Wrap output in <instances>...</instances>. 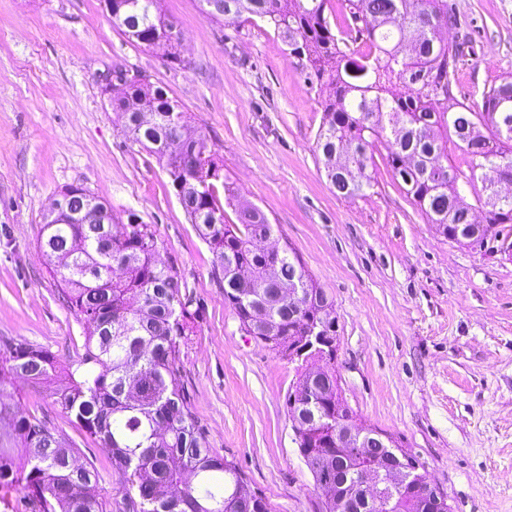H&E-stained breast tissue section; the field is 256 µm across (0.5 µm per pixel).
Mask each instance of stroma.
<instances>
[{
    "label": "stroma",
    "mask_w": 512,
    "mask_h": 512,
    "mask_svg": "<svg viewBox=\"0 0 512 512\" xmlns=\"http://www.w3.org/2000/svg\"><path fill=\"white\" fill-rule=\"evenodd\" d=\"M448 2L450 38L464 45L454 93L477 105L512 75V0ZM162 5L191 37L180 66L130 42L104 0H0V337L62 364L83 352L85 325L37 249L58 191L79 184L117 216L136 213L199 312L180 381L210 447L269 512H321L286 407L295 364L243 333L166 171L124 136L102 91L115 71L146 76L179 102L189 133L207 139L332 299L336 374L357 422L413 454L452 512H512V257L428 223L381 149L367 196L337 197L315 152L328 91L310 87L273 28L213 22L200 0ZM8 391L77 448L79 463L95 464L104 500L121 501L111 454L45 387Z\"/></svg>",
    "instance_id": "stroma-1"
}]
</instances>
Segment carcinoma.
I'll use <instances>...</instances> for the list:
<instances>
[{"mask_svg": "<svg viewBox=\"0 0 512 512\" xmlns=\"http://www.w3.org/2000/svg\"><path fill=\"white\" fill-rule=\"evenodd\" d=\"M341 21L330 23L332 0H224L220 22L261 21L287 47L309 85L331 87L323 104L315 151L340 198L362 197L377 181L369 151L381 144L392 178L428 223L448 228L449 239L471 227L473 206L459 182L475 186L487 172L512 174V76L482 93L473 106L453 94L460 46L436 34L455 22L448 0H338ZM112 24L129 41L159 51L170 65L183 58L171 39L162 0H105ZM153 104L141 121L137 103ZM112 109L126 137L152 153L174 195L213 255V274L224 282V305L246 335L291 359L293 346L316 325L336 330L325 290L306 271L289 242L273 255L258 249L275 233L265 213L241 198L228 178H208L221 165L205 138L184 143L197 176H184L169 143L185 139L186 112L167 91L134 82ZM470 158L469 172L448 162V140ZM237 223L224 220L225 208ZM491 221L512 224V196L492 204ZM38 249L59 276L60 294L86 325L84 352L65 370L55 356L23 340L0 338V372L43 383L48 396L85 432L112 450V468L126 483L119 512H268L263 497L244 493L245 476L210 448L180 383L181 346L195 332L188 284L160 258L149 224L115 215L103 224L43 225ZM305 304L295 317L288 289ZM315 397L292 425L308 438L331 440L323 461L299 448L317 486L332 487L322 512H379L352 495L354 448L336 447V386L317 384ZM13 437L0 441V494L24 512H107L97 494L92 462L75 464L74 446L35 415L12 419ZM388 512H450L447 499L418 493L394 497Z\"/></svg>", "mask_w": 512, "mask_h": 512, "instance_id": "cac0c4a2", "label": "carcinoma"}]
</instances>
